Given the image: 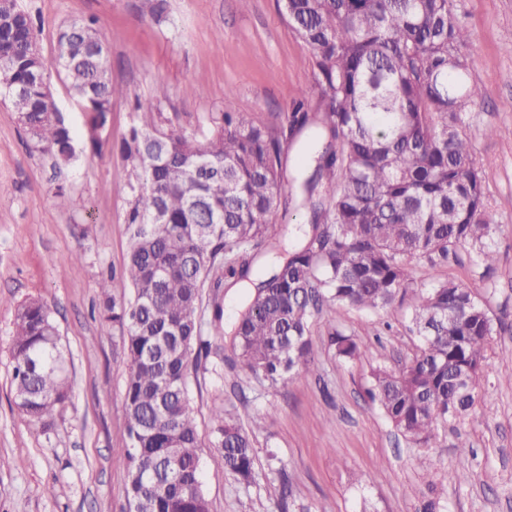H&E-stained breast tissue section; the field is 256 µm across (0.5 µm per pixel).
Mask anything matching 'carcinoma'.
<instances>
[{"instance_id":"cac0c4a2","label":"carcinoma","mask_w":512,"mask_h":512,"mask_svg":"<svg viewBox=\"0 0 512 512\" xmlns=\"http://www.w3.org/2000/svg\"><path fill=\"white\" fill-rule=\"evenodd\" d=\"M281 8L311 50L317 106L309 90L270 122L224 112L186 131L157 100L130 102L117 154L128 188L120 277L132 294L116 298L102 278L98 317L120 332L128 365L129 446L113 464L127 474L134 512H209L189 366L211 352L204 306L211 325L221 323L224 281L251 280L269 255L276 261L254 281L232 345L270 385L314 364V318L324 317L336 357L354 363L365 346L338 327L341 312L404 303L421 346L398 369L371 368L368 389L395 429L429 446L438 425L474 409L487 379L496 335L487 300L448 279L410 282L411 262L459 248L488 268L497 261L485 172L463 130L481 92L470 80V33L456 0H284ZM35 31L17 0L0 8V95L5 85L14 90L4 100L35 148L66 167L76 139L52 114L50 71L82 105L95 148L126 93L112 81L108 39L94 19L62 27L50 61L31 55ZM302 135L316 144L309 168L292 176L288 141ZM291 206L306 212L310 235L283 253L279 212ZM12 359L15 404L47 435L70 391L55 322L37 299L16 307ZM211 417L224 468L253 483L251 434L222 400Z\"/></svg>"}]
</instances>
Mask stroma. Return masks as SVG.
Masks as SVG:
<instances>
[{
    "label": "stroma",
    "mask_w": 512,
    "mask_h": 512,
    "mask_svg": "<svg viewBox=\"0 0 512 512\" xmlns=\"http://www.w3.org/2000/svg\"><path fill=\"white\" fill-rule=\"evenodd\" d=\"M38 18L37 45L54 55L57 29L92 17L109 40L114 101L101 150L78 143L64 171L36 150L8 103L0 101V512H126L127 476L112 457L127 447L128 367L118 331L92 315L98 283L130 296L115 279L128 249L123 224L126 172L116 147L131 123L130 98H155L176 122L196 126L225 112L264 120L287 111L313 83L309 48L292 33L278 0H17ZM471 35L470 79L482 96L464 130L486 174L500 230L497 262L487 268L467 250L437 266L413 264L415 285L449 279L486 296L499 333L487 354L488 378L475 409L438 426L429 448L397 432L366 390L372 366L408 362L421 345L409 311L348 308L341 322L365 355L347 363L328 344L322 319L311 326L313 372L270 387L242 369L223 376L191 372L190 397L202 438L200 475L210 512H512V0H457ZM70 202L58 207L57 185ZM83 270H70L73 255ZM31 298L50 309L66 355L70 399L49 435L13 403L14 305ZM265 416L256 431L257 478L239 484L213 444L210 409ZM470 450L459 453L458 441ZM432 465L422 471L421 455ZM466 472L453 483L449 471ZM54 495H46V486Z\"/></svg>",
    "instance_id": "35a3bbf8"
}]
</instances>
